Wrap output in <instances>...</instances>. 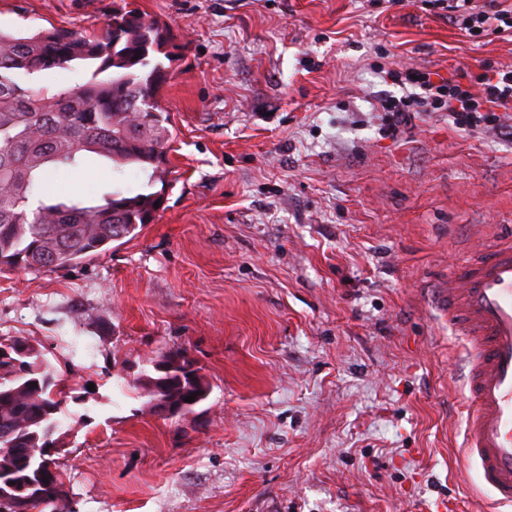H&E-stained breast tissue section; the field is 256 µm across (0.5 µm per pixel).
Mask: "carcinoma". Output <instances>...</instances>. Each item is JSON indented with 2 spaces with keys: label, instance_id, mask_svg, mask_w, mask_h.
I'll return each mask as SVG.
<instances>
[{
  "label": "carcinoma",
  "instance_id": "1",
  "mask_svg": "<svg viewBox=\"0 0 512 512\" xmlns=\"http://www.w3.org/2000/svg\"><path fill=\"white\" fill-rule=\"evenodd\" d=\"M186 45L166 27L136 10L112 9L101 32L53 26L21 35L0 31V272L65 269L93 259L114 242L153 221L157 192L115 187L98 203L46 188L48 175L76 167L88 155L112 163L121 175L136 165L152 183H165L159 168L171 138L161 91L173 61ZM91 63L95 69L77 91L48 92L28 82L47 71ZM10 351L0 359V512H69L68 502L45 498L63 474L30 448H62L59 415L67 403L63 378L40 360L27 340L0 337ZM193 363L182 350L152 361L139 389L174 403L194 388L184 373ZM48 482H43V479Z\"/></svg>",
  "mask_w": 512,
  "mask_h": 512
}]
</instances>
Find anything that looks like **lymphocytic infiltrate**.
<instances>
[{"mask_svg": "<svg viewBox=\"0 0 512 512\" xmlns=\"http://www.w3.org/2000/svg\"><path fill=\"white\" fill-rule=\"evenodd\" d=\"M424 10L448 18L472 40L512 35V0H421ZM394 84L408 94L381 102L384 131L396 136L414 115L447 113L461 130L505 129V113L512 112V68L484 66L482 73L461 79L435 77L428 69L401 65L390 70Z\"/></svg>", "mask_w": 512, "mask_h": 512, "instance_id": "f902f5d3", "label": "lymphocytic infiltrate"}]
</instances>
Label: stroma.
I'll list each match as a JSON object with an SVG mask.
<instances>
[{"label": "stroma", "instance_id": "35a3bbf8", "mask_svg": "<svg viewBox=\"0 0 512 512\" xmlns=\"http://www.w3.org/2000/svg\"><path fill=\"white\" fill-rule=\"evenodd\" d=\"M123 3L186 45L163 207L104 255L0 277V336L76 395L55 456L72 512H494L459 463L468 341L429 291L512 242V138L444 112L388 138L380 100L396 63L510 67L512 38L413 0H0V30L97 32ZM118 182L147 176L100 159L48 178ZM177 349L210 393L165 419L133 381Z\"/></svg>", "mask_w": 512, "mask_h": 512}]
</instances>
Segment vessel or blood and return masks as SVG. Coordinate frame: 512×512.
Returning <instances> with one entry per match:
<instances>
[{"mask_svg": "<svg viewBox=\"0 0 512 512\" xmlns=\"http://www.w3.org/2000/svg\"><path fill=\"white\" fill-rule=\"evenodd\" d=\"M432 305L467 337L471 402L464 453L502 506L512 505V247L467 260Z\"/></svg>", "mask_w": 512, "mask_h": 512, "instance_id": "b4317fda", "label": "vessel or blood"}]
</instances>
